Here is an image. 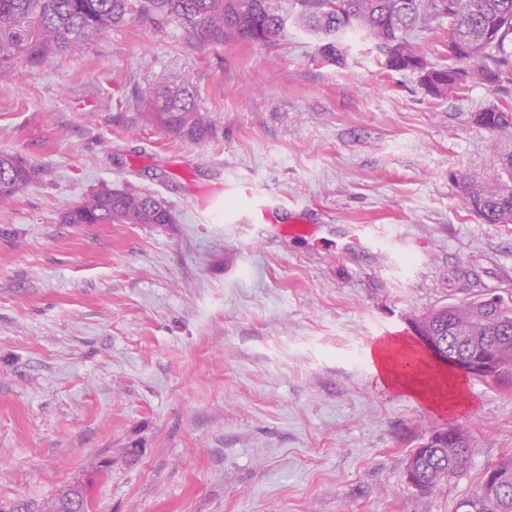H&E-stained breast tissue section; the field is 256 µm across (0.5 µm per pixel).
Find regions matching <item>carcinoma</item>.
<instances>
[{"mask_svg":"<svg viewBox=\"0 0 512 512\" xmlns=\"http://www.w3.org/2000/svg\"><path fill=\"white\" fill-rule=\"evenodd\" d=\"M175 21L199 48L253 42L272 47L287 22L321 36V58L339 63L344 40L364 34L394 71H414L425 57L414 47L416 32L438 33L448 24V45L467 43L472 54L448 53V64L431 65L421 76L424 89L441 97L478 82L490 87L512 84V0H0V80L13 75L22 58L31 64L52 55L84 53L91 40L130 19ZM495 135L512 134V101L502 100L475 113ZM147 120L176 137L204 139L211 124L197 105L196 90L185 80L163 83L148 98ZM39 175L27 158L0 152V206L7 205ZM466 209L486 224H512V150L497 154L492 176H464ZM164 202L149 194L124 190L94 191L64 214L66 224H171ZM416 329L437 336L448 357L465 360L471 351L488 347L501 366L497 374L470 377L500 383L512 378V294L493 304L477 294L461 303L429 311ZM470 443L450 447L444 434L432 432L412 453L417 479L427 493L440 482L468 468ZM494 466L507 480L483 495L461 500L455 512H512V455Z\"/></svg>","mask_w":512,"mask_h":512,"instance_id":"cac0c4a2","label":"carcinoma"}]
</instances>
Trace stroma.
<instances>
[{"label": "stroma", "mask_w": 512, "mask_h": 512, "mask_svg": "<svg viewBox=\"0 0 512 512\" xmlns=\"http://www.w3.org/2000/svg\"><path fill=\"white\" fill-rule=\"evenodd\" d=\"M346 44L340 65L293 26L273 49H198L143 20L0 81V151L40 170L0 206V512H46L88 475L94 512H453L512 454V386L468 380L471 408L442 414L379 390L368 362L431 309L512 291V225L465 210L457 183L489 175L506 141L473 116L512 85L434 97ZM174 77L203 141L145 119ZM105 188L175 221L63 223ZM284 224H363L371 245L336 255ZM451 424L470 465L418 493L407 457Z\"/></svg>", "instance_id": "stroma-1"}]
</instances>
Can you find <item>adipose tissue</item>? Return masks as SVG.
<instances>
[{
  "label": "adipose tissue",
  "mask_w": 512,
  "mask_h": 512,
  "mask_svg": "<svg viewBox=\"0 0 512 512\" xmlns=\"http://www.w3.org/2000/svg\"><path fill=\"white\" fill-rule=\"evenodd\" d=\"M408 342L396 338L379 344L369 353L371 370L380 390L390 395L418 399L439 411H455L467 406L466 381L462 376L431 372L429 365L407 373L398 359Z\"/></svg>",
  "instance_id": "adipose-tissue-1"
}]
</instances>
